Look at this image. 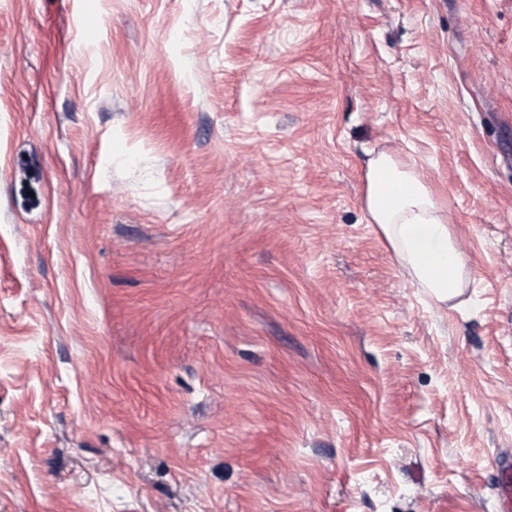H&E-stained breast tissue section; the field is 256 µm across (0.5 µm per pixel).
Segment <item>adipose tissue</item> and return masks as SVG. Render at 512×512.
I'll return each mask as SVG.
<instances>
[{
	"mask_svg": "<svg viewBox=\"0 0 512 512\" xmlns=\"http://www.w3.org/2000/svg\"><path fill=\"white\" fill-rule=\"evenodd\" d=\"M366 180L367 213L398 262L436 301L460 295L467 257L457 246L453 215L438 206L428 184L394 153L370 161Z\"/></svg>",
	"mask_w": 512,
	"mask_h": 512,
	"instance_id": "obj_1",
	"label": "adipose tissue"
}]
</instances>
